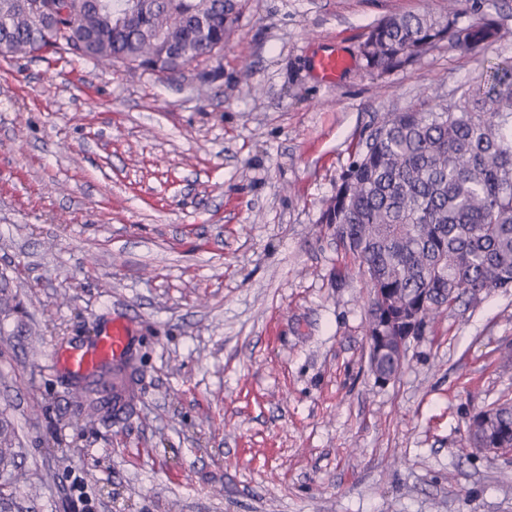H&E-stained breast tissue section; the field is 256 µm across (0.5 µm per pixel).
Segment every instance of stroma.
Wrapping results in <instances>:
<instances>
[{
	"instance_id": "35a3bbf8",
	"label": "stroma",
	"mask_w": 512,
	"mask_h": 512,
	"mask_svg": "<svg viewBox=\"0 0 512 512\" xmlns=\"http://www.w3.org/2000/svg\"><path fill=\"white\" fill-rule=\"evenodd\" d=\"M441 43L380 78L359 46L448 0H239L218 58L174 77L0 56V412L10 512H512V454L464 445L512 400V289L442 313L399 375L369 366L366 278L320 217L360 136L512 60ZM338 51L335 83L312 61ZM126 320L132 413H79L54 350ZM14 427L11 421L0 413V467L1 474L8 471V467L14 465V452L12 442Z\"/></svg>"
}]
</instances>
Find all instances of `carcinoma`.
I'll return each mask as SVG.
<instances>
[{
    "instance_id": "obj_1",
    "label": "carcinoma",
    "mask_w": 512,
    "mask_h": 512,
    "mask_svg": "<svg viewBox=\"0 0 512 512\" xmlns=\"http://www.w3.org/2000/svg\"><path fill=\"white\" fill-rule=\"evenodd\" d=\"M445 15H392L373 25L360 46L366 68L381 76L411 64L441 42L475 55L502 37L497 20H464L470 0H452ZM238 3L232 0H0V55L66 52L130 70L173 71L226 41ZM338 227L337 243L372 281L390 308L426 301L423 323L462 297L512 288V61L497 63L455 101L413 106L359 138L352 162L321 215ZM370 365L396 377L398 346ZM98 383L112 391L111 371ZM122 375L133 393L134 373ZM89 381L79 409L112 412ZM512 438V404L467 432L466 444ZM14 427L0 413V470L14 465Z\"/></svg>"
}]
</instances>
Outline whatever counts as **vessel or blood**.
<instances>
[{
  "instance_id": "vessel-or-blood-1",
  "label": "vessel or blood",
  "mask_w": 512,
  "mask_h": 512,
  "mask_svg": "<svg viewBox=\"0 0 512 512\" xmlns=\"http://www.w3.org/2000/svg\"><path fill=\"white\" fill-rule=\"evenodd\" d=\"M132 349L133 338L128 323L115 320L88 342L67 347L57 355L56 361L69 376L89 378L105 365L121 364L131 355Z\"/></svg>"
}]
</instances>
